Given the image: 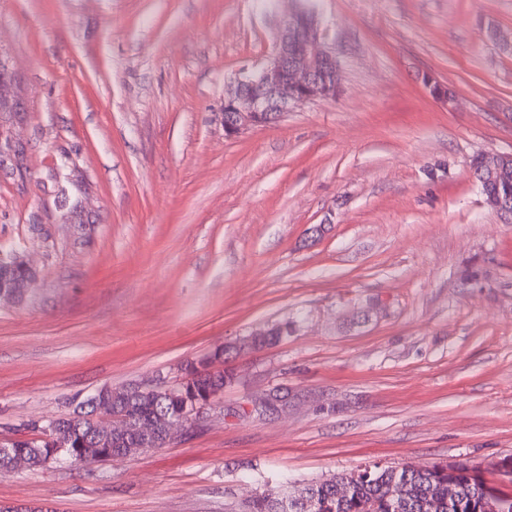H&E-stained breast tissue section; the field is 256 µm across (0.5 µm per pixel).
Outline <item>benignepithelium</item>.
Segmentation results:
<instances>
[{
    "instance_id": "7a95c632",
    "label": "benign epithelium",
    "mask_w": 512,
    "mask_h": 512,
    "mask_svg": "<svg viewBox=\"0 0 512 512\" xmlns=\"http://www.w3.org/2000/svg\"><path fill=\"white\" fill-rule=\"evenodd\" d=\"M339 75L336 52L326 41L318 15L305 7L294 9L281 18L267 62L236 79L224 93L225 135L234 138L282 118L299 104L332 98L331 92L340 84ZM484 158L494 176L507 167L512 154L487 153ZM5 267L8 273L0 280V296L24 301L35 271L18 248L11 252ZM203 410L196 405L189 412L175 414L167 438L184 430ZM470 468L482 474L493 472L504 481L512 478V461L508 459L472 463Z\"/></svg>"
}]
</instances>
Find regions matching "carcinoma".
<instances>
[{
    "label": "carcinoma",
    "mask_w": 512,
    "mask_h": 512,
    "mask_svg": "<svg viewBox=\"0 0 512 512\" xmlns=\"http://www.w3.org/2000/svg\"><path fill=\"white\" fill-rule=\"evenodd\" d=\"M288 335V326L275 327L268 336H255L251 347L271 345ZM238 350L236 346L218 345L204 357L187 362V380L172 399L162 392L143 391L134 394L125 388L108 393L112 409L127 419L131 432L118 434L112 425L90 418L89 407L84 418L60 419L53 437L42 436L37 424L25 426L13 443L16 453L25 459L26 467L38 471L46 467L56 452L71 455L84 463L106 462L118 456L142 453L132 429L145 428L156 438L155 447L166 444V433L173 415L194 404L206 401L209 394L224 388L232 374L226 370H210L224 363L225 356ZM478 474L450 473L442 463L426 467L369 463L338 473L323 481L291 486L284 492L263 493L254 499L247 512H512V484L493 486ZM454 484L448 495V484Z\"/></svg>",
    "instance_id": "1"
}]
</instances>
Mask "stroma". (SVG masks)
<instances>
[{"instance_id":"stroma-1","label":"stroma","mask_w":512,"mask_h":512,"mask_svg":"<svg viewBox=\"0 0 512 512\" xmlns=\"http://www.w3.org/2000/svg\"><path fill=\"white\" fill-rule=\"evenodd\" d=\"M311 4L339 93L230 139L224 92L297 0H0V248L37 271L0 299V438L292 324L186 434L0 474V505L244 512L287 479L512 456V220L470 170L512 154V0Z\"/></svg>"}]
</instances>
